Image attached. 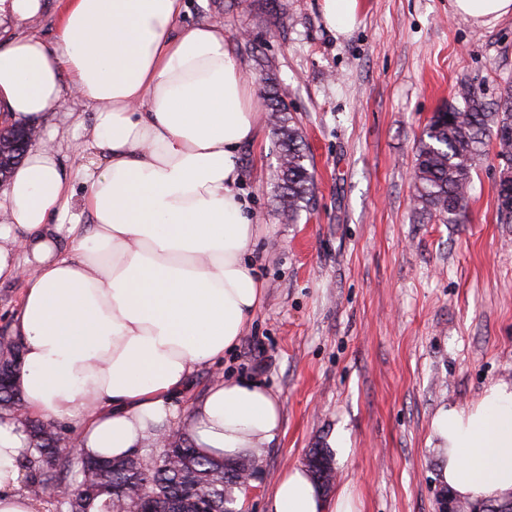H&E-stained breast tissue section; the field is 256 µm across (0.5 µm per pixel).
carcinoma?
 <instances>
[{
  "mask_svg": "<svg viewBox=\"0 0 512 512\" xmlns=\"http://www.w3.org/2000/svg\"><path fill=\"white\" fill-rule=\"evenodd\" d=\"M467 111L448 106L434 113L418 141L414 168V207L434 215L444 224L463 217L472 171L482 155L486 137L494 134L498 157L512 168V85L489 108L474 89L461 93ZM270 123L276 136L279 167L276 191L288 223L307 210L313 199L314 176L300 129L275 87L268 91ZM3 372L13 376L22 364L19 339L0 343ZM23 399L12 384L0 387V411L21 412ZM34 438L36 457L27 461L25 489L37 500L50 503L55 512H197V500L209 502L210 512H224L236 491L233 478L250 460L228 464L224 458L186 453L193 447L184 433L156 454L137 453L110 460H90L57 451L62 427L41 419L26 418Z\"/></svg>",
  "mask_w": 512,
  "mask_h": 512,
  "instance_id": "cac0c4a2",
  "label": "carcinoma"
}]
</instances>
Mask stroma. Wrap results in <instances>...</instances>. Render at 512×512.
<instances>
[{"label": "stroma", "mask_w": 512, "mask_h": 512, "mask_svg": "<svg viewBox=\"0 0 512 512\" xmlns=\"http://www.w3.org/2000/svg\"><path fill=\"white\" fill-rule=\"evenodd\" d=\"M265 2L183 0L179 20L223 24L259 106L268 82L286 90L314 172L311 207L291 224L278 212L273 132L240 153L264 296L221 372L271 391L285 431L247 512H268L283 470L339 429L352 451L335 459V485L358 512H437L433 413L512 382V223L498 220L494 138L458 224L414 211L415 151L435 112L464 109L460 88L492 104L512 85V20L478 28L449 0H360L359 25L339 35L321 0H277L276 15ZM77 114L93 106L69 95L53 119L74 166Z\"/></svg>", "instance_id": "1"}]
</instances>
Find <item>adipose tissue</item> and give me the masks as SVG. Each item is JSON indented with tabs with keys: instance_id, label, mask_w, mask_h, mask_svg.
Returning <instances> with one entry per match:
<instances>
[{
	"instance_id": "adipose-tissue-1",
	"label": "adipose tissue",
	"mask_w": 512,
	"mask_h": 512,
	"mask_svg": "<svg viewBox=\"0 0 512 512\" xmlns=\"http://www.w3.org/2000/svg\"><path fill=\"white\" fill-rule=\"evenodd\" d=\"M490 27L512 0H451ZM182 0H67L57 37L0 48V121L42 127L66 93L89 99L66 168L32 142L0 192V281L24 285L10 333L28 413L72 425L82 453L118 457L183 423L197 450L257 458L283 433L282 405L259 384L214 382L189 408L194 373L240 342L264 286L236 193L239 152L264 129L252 81L224 26L178 29ZM84 185L76 195V185ZM439 479L454 496H512V384L487 385L430 422ZM30 454L16 414L0 413V512H38L25 489ZM270 512H355L348 489L324 496L305 466L277 481Z\"/></svg>"
}]
</instances>
